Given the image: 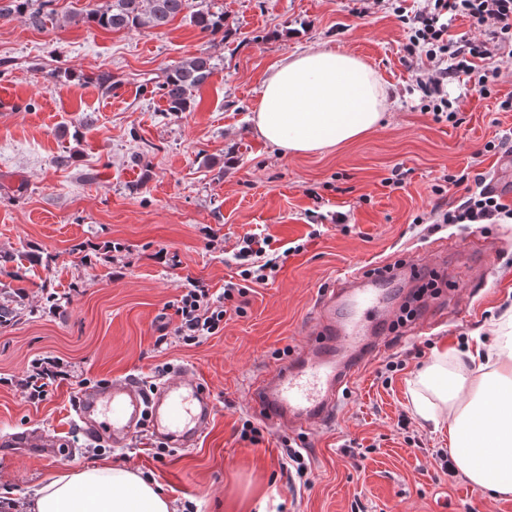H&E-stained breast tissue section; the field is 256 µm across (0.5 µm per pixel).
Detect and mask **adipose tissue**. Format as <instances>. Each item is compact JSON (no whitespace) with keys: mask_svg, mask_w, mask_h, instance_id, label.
I'll return each mask as SVG.
<instances>
[{"mask_svg":"<svg viewBox=\"0 0 512 512\" xmlns=\"http://www.w3.org/2000/svg\"><path fill=\"white\" fill-rule=\"evenodd\" d=\"M389 99L363 60L316 46L281 60L265 79L254 121L285 154L338 146L377 129ZM475 372L440 356L421 374L416 411L447 426L448 451L469 482L512 496V310L498 318L492 343L468 351ZM31 512H177L171 499L137 471L92 465L37 488Z\"/></svg>","mask_w":512,"mask_h":512,"instance_id":"obj_1","label":"adipose tissue"}]
</instances>
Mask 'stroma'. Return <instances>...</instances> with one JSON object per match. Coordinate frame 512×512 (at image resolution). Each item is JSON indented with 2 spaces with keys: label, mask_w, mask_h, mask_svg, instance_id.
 Here are the masks:
<instances>
[{
  "label": "stroma",
  "mask_w": 512,
  "mask_h": 512,
  "mask_svg": "<svg viewBox=\"0 0 512 512\" xmlns=\"http://www.w3.org/2000/svg\"><path fill=\"white\" fill-rule=\"evenodd\" d=\"M90 0H54L57 25L0 20V497L28 512L33 489L69 470L108 462L155 481L179 512H512L435 459L447 430L414 411L418 373L438 354L492 342L512 305L511 224H415L435 204L456 206L464 188L433 195L445 174L512 184V61L491 95L467 78L448 84L461 125L421 111L422 94L403 57L407 34L387 0H190L167 26L110 31L83 22ZM224 15L225 39L191 21L201 8ZM314 45L361 58L390 92L381 126L320 152L284 155L255 130L260 87L280 60ZM206 53L214 71L190 112H171L157 90L166 70ZM112 77L111 89L97 79ZM504 138L486 151L487 142ZM403 188L387 186L393 169ZM266 230L290 250L266 284L252 286L243 316L196 345L156 346L176 322L189 280L220 290L236 271L249 232ZM486 239V273L467 280L469 240ZM301 252H294V245ZM413 262L409 291L445 304L442 332L413 337L377 330L386 347L347 387L335 424L316 430L264 427L259 443L240 437L257 421L248 388L297 354L312 331L322 291L344 273ZM59 362L66 378L47 398L20 389L32 360ZM194 371L212 392L214 417L195 447L161 449L137 435L108 448L79 428L82 387L132 378L149 386ZM406 427H399V420ZM47 430L67 452L8 444L9 435ZM302 452L306 477L282 468Z\"/></svg>",
  "instance_id": "stroma-1"
}]
</instances>
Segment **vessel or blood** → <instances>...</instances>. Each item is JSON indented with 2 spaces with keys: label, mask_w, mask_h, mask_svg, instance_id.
<instances>
[{
  "label": "vessel or blood",
  "mask_w": 512,
  "mask_h": 512,
  "mask_svg": "<svg viewBox=\"0 0 512 512\" xmlns=\"http://www.w3.org/2000/svg\"><path fill=\"white\" fill-rule=\"evenodd\" d=\"M376 282L357 272L340 278L316 308L318 334L311 344L253 381V408L264 421L308 430L335 419L341 390L380 350L379 343L362 336L359 325L360 319L385 313ZM213 412L210 390L186 371L161 382L149 396L134 379H116L81 391L75 406L88 438L116 448L145 422L172 446H194Z\"/></svg>",
  "instance_id": "obj_1"
}]
</instances>
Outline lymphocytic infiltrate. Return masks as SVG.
<instances>
[{"mask_svg":"<svg viewBox=\"0 0 512 512\" xmlns=\"http://www.w3.org/2000/svg\"><path fill=\"white\" fill-rule=\"evenodd\" d=\"M394 15L408 35L407 59L423 94L422 111L436 121L457 122L459 108L448 96V83L459 76L473 79L479 92L491 94L499 81V63L512 59V0H422L416 10L396 6ZM470 19L476 35L454 36L449 26L455 18ZM467 174L443 175L431 190L440 195L445 185L466 186L461 203L442 214L446 224H500L512 220V208L483 185L467 187ZM268 235L249 233L236 253L235 279L226 280L222 292H211L200 280L190 281L176 302L178 321L172 334L187 345L218 334L230 315H242L250 284L263 283L279 268Z\"/></svg>","mask_w":512,"mask_h":512,"instance_id":"lymphocytic-infiltrate-1","label":"lymphocytic infiltrate"}]
</instances>
